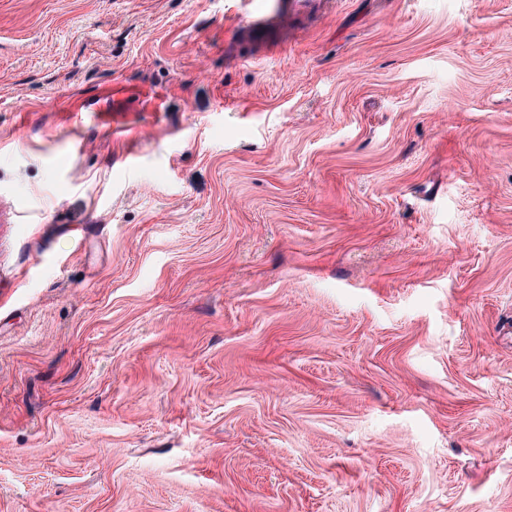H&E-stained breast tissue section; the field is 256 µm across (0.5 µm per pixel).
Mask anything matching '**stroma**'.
<instances>
[{"label": "stroma", "instance_id": "obj_1", "mask_svg": "<svg viewBox=\"0 0 512 512\" xmlns=\"http://www.w3.org/2000/svg\"><path fill=\"white\" fill-rule=\"evenodd\" d=\"M259 6L0 0V512H512V0Z\"/></svg>", "mask_w": 512, "mask_h": 512}]
</instances>
